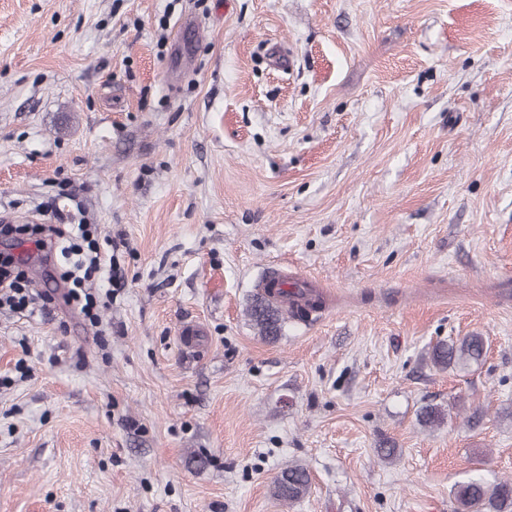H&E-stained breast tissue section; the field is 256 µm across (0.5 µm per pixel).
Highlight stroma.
Returning a JSON list of instances; mask_svg holds the SVG:
<instances>
[{
	"mask_svg": "<svg viewBox=\"0 0 512 512\" xmlns=\"http://www.w3.org/2000/svg\"><path fill=\"white\" fill-rule=\"evenodd\" d=\"M61 215L124 286L91 325L23 243L48 308L0 309V512H453L512 478V0H0V225ZM274 270L325 305L272 341ZM470 334L482 365L430 363ZM248 312L262 337L268 340L278 337L281 331L282 314L267 298H257ZM310 487L308 471L300 464L288 465L273 481L274 495L288 503L304 498L309 493ZM455 512H512V479L469 476L451 490Z\"/></svg>",
	"mask_w": 512,
	"mask_h": 512,
	"instance_id": "1",
	"label": "stroma"
}]
</instances>
